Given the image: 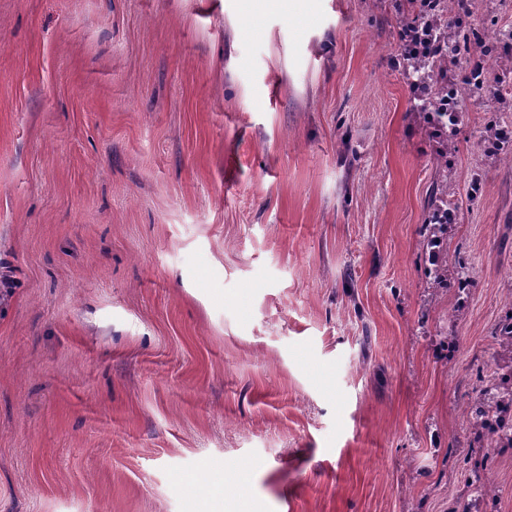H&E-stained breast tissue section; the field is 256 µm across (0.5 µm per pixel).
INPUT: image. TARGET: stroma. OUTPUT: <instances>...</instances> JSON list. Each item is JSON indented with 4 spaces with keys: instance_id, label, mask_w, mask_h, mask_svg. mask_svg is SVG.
<instances>
[{
    "instance_id": "1",
    "label": "stroma",
    "mask_w": 512,
    "mask_h": 512,
    "mask_svg": "<svg viewBox=\"0 0 512 512\" xmlns=\"http://www.w3.org/2000/svg\"><path fill=\"white\" fill-rule=\"evenodd\" d=\"M502 56L512 0H467ZM394 0H0V512H477L512 306V84L442 140ZM445 174L466 293L433 305ZM434 191L435 195L439 194L446 197V200L442 201L445 202L444 208L439 205L431 209L426 221L427 227L432 233L427 242V246L432 249L429 254L432 267L427 270V274L432 281V288L444 290L448 288V244L444 245L438 233L442 234L443 227L450 224L455 218L457 207L454 202H451V199H447L451 197V194H454L448 189V182L444 183V181L437 179L436 185L433 186ZM510 377V382H508ZM498 389L500 392H498ZM478 406L469 419L471 434L479 443V447L487 452L495 448H512V371L498 373L495 371L481 397ZM511 411V415L509 414ZM508 418V419H507ZM502 426L491 427L492 422H503ZM511 429V434L510 432ZM467 460V461H466ZM462 471L465 473L468 484L475 486L480 496L494 498L497 496L496 486L489 466L486 465L485 460L481 462L482 470L476 471L474 465H471L468 459L464 458L462 461Z\"/></svg>"
}]
</instances>
